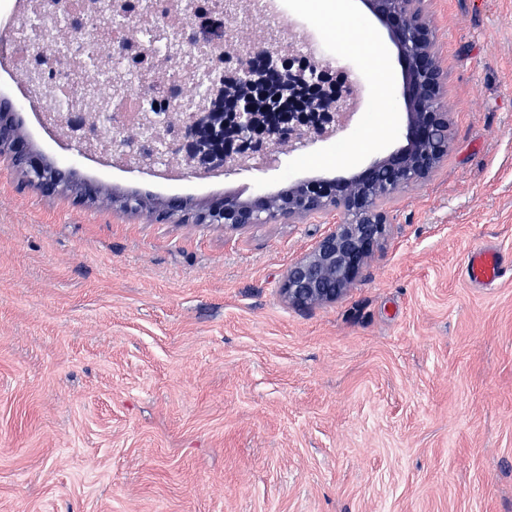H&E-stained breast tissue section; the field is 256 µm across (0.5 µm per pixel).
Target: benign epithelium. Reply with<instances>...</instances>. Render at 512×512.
Listing matches in <instances>:
<instances>
[{
	"label": "benign epithelium",
	"mask_w": 512,
	"mask_h": 512,
	"mask_svg": "<svg viewBox=\"0 0 512 512\" xmlns=\"http://www.w3.org/2000/svg\"><path fill=\"white\" fill-rule=\"evenodd\" d=\"M419 0H366L371 13L386 27L403 62L398 95L407 120L403 147L375 160L360 172L336 179L305 181L310 195L297 205L283 203L261 190L237 207L200 213L202 224L238 230L255 224L288 223L336 213L333 229L286 270L280 291L288 304L307 309L334 303L358 281L383 247L387 235V200L426 179L443 159L431 141L433 129L447 122L442 104L443 70L429 19ZM204 81L199 112L177 113L186 129L182 140L161 142L164 158L185 154L194 172L222 169L228 175L245 163L247 148L291 151L329 133L348 108L351 90L333 78L331 67L301 61L300 51L265 40H253L224 80L211 78L200 65ZM0 113V163L24 174L26 181L48 193L49 180L38 157L28 153L10 120Z\"/></svg>",
	"instance_id": "benign-epithelium-1"
}]
</instances>
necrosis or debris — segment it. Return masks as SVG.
<instances>
[{
  "label": "necrosis or debris",
  "mask_w": 512,
  "mask_h": 512,
  "mask_svg": "<svg viewBox=\"0 0 512 512\" xmlns=\"http://www.w3.org/2000/svg\"><path fill=\"white\" fill-rule=\"evenodd\" d=\"M107 0H70L69 24L43 17L40 0H19L10 26L0 29V64L17 78L22 100L34 104L42 126L58 137L67 129L61 118L70 112L89 116L79 131L87 156L111 158L106 132L135 133L150 95L158 113L199 100V86L188 72L209 50L224 41L238 15H245L260 35L280 46L295 43L308 58L322 62L305 37L292 35L273 0H205L203 11L176 10L174 0H124L129 28L112 26ZM124 38L126 51L112 59L102 28ZM66 40L64 58L51 69L40 63L41 51H54Z\"/></svg>",
  "instance_id": "obj_1"
}]
</instances>
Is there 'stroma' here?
<instances>
[{"label": "stroma", "mask_w": 512, "mask_h": 512, "mask_svg": "<svg viewBox=\"0 0 512 512\" xmlns=\"http://www.w3.org/2000/svg\"><path fill=\"white\" fill-rule=\"evenodd\" d=\"M282 0L352 84L337 135L260 170L176 181L78 156V178L192 210L350 176L397 148V51L364 0ZM449 150L387 202L389 234L336 302L279 285L335 215L231 231L22 187L0 168V512H512V0H423ZM388 100V111L378 109ZM503 264V256L497 249L489 246L475 248L467 258V278L472 284H490L503 273Z\"/></svg>", "instance_id": "stroma-1"}]
</instances>
